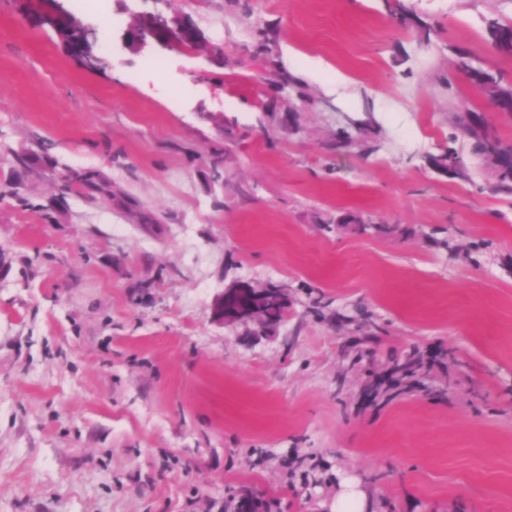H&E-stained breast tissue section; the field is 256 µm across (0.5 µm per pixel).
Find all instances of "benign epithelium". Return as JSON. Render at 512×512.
Returning a JSON list of instances; mask_svg holds the SVG:
<instances>
[{
	"label": "benign epithelium",
	"mask_w": 512,
	"mask_h": 512,
	"mask_svg": "<svg viewBox=\"0 0 512 512\" xmlns=\"http://www.w3.org/2000/svg\"><path fill=\"white\" fill-rule=\"evenodd\" d=\"M163 6L143 15V27L139 32L140 44H146L147 38L159 32H165L175 40L189 45L193 50L206 53L215 58L224 57V45L210 41L190 23L178 17H167L164 10L172 9L176 0H152ZM77 38L65 40L68 51L88 64H96L99 58L93 54L96 30L83 23L75 27ZM292 301L288 288L272 287L268 282L257 285L251 281L233 280L224 287L212 307V319L222 326L243 325L250 330L251 336L271 337L288 318Z\"/></svg>",
	"instance_id": "7a95c632"
}]
</instances>
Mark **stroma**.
Wrapping results in <instances>:
<instances>
[{
  "mask_svg": "<svg viewBox=\"0 0 512 512\" xmlns=\"http://www.w3.org/2000/svg\"><path fill=\"white\" fill-rule=\"evenodd\" d=\"M405 2L414 20L177 0L217 61L133 44L152 0H111L109 29L70 0H0V512H333L348 483L367 512H512V194L454 122L465 106L512 141L454 65L463 48L512 81L483 42L512 0ZM75 20L100 67L67 52ZM262 28L303 92L252 60ZM368 113L366 146L333 149ZM449 147L468 180L427 164ZM235 279L287 285L274 336L213 322ZM414 349L420 387L367 399Z\"/></svg>",
  "mask_w": 512,
  "mask_h": 512,
  "instance_id": "stroma-1",
  "label": "stroma"
}]
</instances>
